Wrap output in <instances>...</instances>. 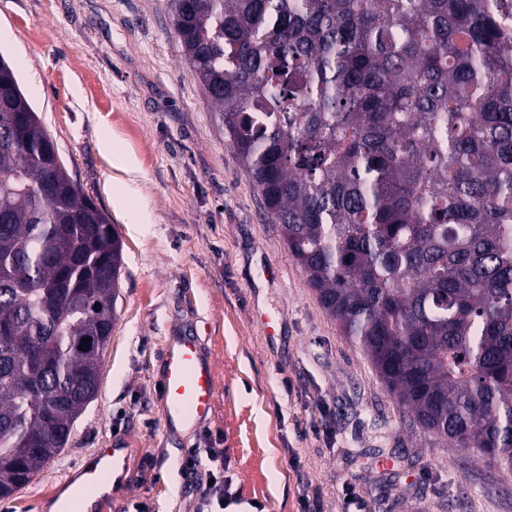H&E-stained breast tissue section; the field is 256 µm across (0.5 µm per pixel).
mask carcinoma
<instances>
[{
    "mask_svg": "<svg viewBox=\"0 0 512 512\" xmlns=\"http://www.w3.org/2000/svg\"><path fill=\"white\" fill-rule=\"evenodd\" d=\"M349 343L429 437L512 471V35L486 0H167ZM0 57V499L96 397L122 245Z\"/></svg>",
    "mask_w": 512,
    "mask_h": 512,
    "instance_id": "obj_1",
    "label": "carcinoma"
}]
</instances>
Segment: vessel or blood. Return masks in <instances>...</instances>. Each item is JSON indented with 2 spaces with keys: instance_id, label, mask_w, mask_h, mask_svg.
<instances>
[{
  "instance_id": "vessel-or-blood-1",
  "label": "vessel or blood",
  "mask_w": 512,
  "mask_h": 512,
  "mask_svg": "<svg viewBox=\"0 0 512 512\" xmlns=\"http://www.w3.org/2000/svg\"><path fill=\"white\" fill-rule=\"evenodd\" d=\"M166 428L191 427L211 418L214 405L213 371L201 359L197 340L184 337L170 340L163 359L161 378ZM124 464L120 449L102 448L85 465V488L105 481V461Z\"/></svg>"
}]
</instances>
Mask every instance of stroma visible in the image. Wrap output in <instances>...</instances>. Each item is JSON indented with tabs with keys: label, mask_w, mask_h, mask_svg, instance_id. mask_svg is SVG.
I'll use <instances>...</instances> for the list:
<instances>
[{
	"label": "stroma",
	"mask_w": 512,
	"mask_h": 512,
	"mask_svg": "<svg viewBox=\"0 0 512 512\" xmlns=\"http://www.w3.org/2000/svg\"><path fill=\"white\" fill-rule=\"evenodd\" d=\"M0 28V54L124 261L98 395L0 512H50L114 445L129 466L94 512H195L191 448L223 449V512H512V473L413 428L323 309L192 75L167 0H0ZM104 133L134 173L111 167ZM175 336L197 337L215 376L211 419L186 433L163 422Z\"/></svg>",
	"instance_id": "1"
}]
</instances>
